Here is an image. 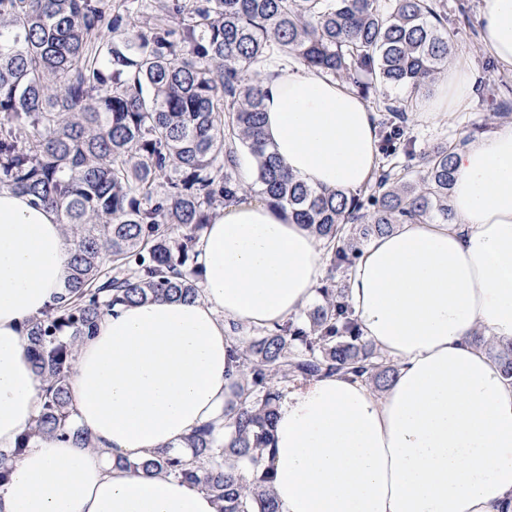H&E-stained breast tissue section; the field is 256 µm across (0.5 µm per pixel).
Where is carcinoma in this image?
Returning a JSON list of instances; mask_svg holds the SVG:
<instances>
[{"instance_id":"1","label":"carcinoma","mask_w":512,"mask_h":512,"mask_svg":"<svg viewBox=\"0 0 512 512\" xmlns=\"http://www.w3.org/2000/svg\"><path fill=\"white\" fill-rule=\"evenodd\" d=\"M0 0V189L58 213L78 238L67 294L25 326L42 380L33 426L9 461L38 438L93 447L73 427L67 373L79 341L117 305L199 296L196 245L217 212L256 192L323 244L320 299L272 330L241 335L228 357L238 402L224 440L204 424L186 451H157L131 468L199 485L218 512H278L266 464L278 409L296 387L345 376L386 389L397 367L362 335L347 302L348 271L369 241L397 224L454 219L451 189L463 141L450 139L401 175L380 168L369 192L310 187L267 144L255 66L299 61L364 98L387 87L423 93L453 53L435 0ZM136 19L127 27L124 17ZM383 156L402 136V111L373 100ZM255 178L237 177L239 154ZM512 379V342L478 333Z\"/></svg>"}]
</instances>
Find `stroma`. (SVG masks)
<instances>
[{
	"label": "stroma",
	"instance_id": "obj_1",
	"mask_svg": "<svg viewBox=\"0 0 512 512\" xmlns=\"http://www.w3.org/2000/svg\"><path fill=\"white\" fill-rule=\"evenodd\" d=\"M448 22L446 27L455 42L456 53L466 55L477 77L469 107L454 119H422L424 95L411 94L406 88H392L388 99L405 107L408 121L390 165L408 171L418 170L423 154L436 143L448 139H471L493 130L501 118L496 94L512 89V71L503 68L488 55L479 41L478 0H445Z\"/></svg>",
	"mask_w": 512,
	"mask_h": 512
}]
</instances>
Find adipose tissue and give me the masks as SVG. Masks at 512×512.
I'll list each match as a JSON object with an SVG mask.
<instances>
[{"label": "adipose tissue", "mask_w": 512, "mask_h": 512, "mask_svg": "<svg viewBox=\"0 0 512 512\" xmlns=\"http://www.w3.org/2000/svg\"><path fill=\"white\" fill-rule=\"evenodd\" d=\"M483 48L512 69V0H479ZM270 149L296 179L356 191L378 165L374 112L301 64L262 66ZM464 55L424 110L470 104ZM448 224H399L348 274L361 330L397 366L383 392L340 377L292 391L275 428L279 512H512V381L471 342L512 341V122L458 150ZM77 244L54 210L0 190V450L38 409L24 323L54 304ZM201 295L130 304L79 345L68 381L93 447L34 442L0 483V512H218L212 496L134 470L223 420L235 401L227 321L273 328L315 294L324 250L266 201L224 208L198 240Z\"/></svg>", "instance_id": "1"}]
</instances>
